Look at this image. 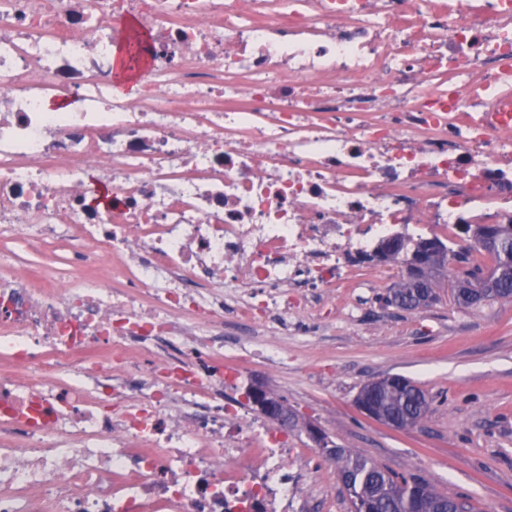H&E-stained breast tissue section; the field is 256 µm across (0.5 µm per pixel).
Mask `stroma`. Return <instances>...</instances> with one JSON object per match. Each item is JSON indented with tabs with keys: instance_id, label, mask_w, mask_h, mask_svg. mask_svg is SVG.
Here are the masks:
<instances>
[{
	"instance_id": "35a3bbf8",
	"label": "stroma",
	"mask_w": 512,
	"mask_h": 512,
	"mask_svg": "<svg viewBox=\"0 0 512 512\" xmlns=\"http://www.w3.org/2000/svg\"><path fill=\"white\" fill-rule=\"evenodd\" d=\"M384 280L338 291L333 300L302 314L294 330L257 331L263 345L278 342L288 365L277 372L246 365L248 381L285 400L297 414L291 445L306 455V484L322 493L319 512H350L336 470L309 438L319 426L336 445L390 470L426 478L448 496L469 497L477 512H512V301L473 308L449 298L405 310L385 301L405 272L386 261ZM353 303L352 316L341 309ZM398 374L414 381L431 406L420 424L396 430L355 405L368 381Z\"/></svg>"
}]
</instances>
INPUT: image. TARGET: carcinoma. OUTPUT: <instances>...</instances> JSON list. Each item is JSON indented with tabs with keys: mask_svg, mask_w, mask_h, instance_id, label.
Returning <instances> with one entry per match:
<instances>
[{
	"mask_svg": "<svg viewBox=\"0 0 512 512\" xmlns=\"http://www.w3.org/2000/svg\"><path fill=\"white\" fill-rule=\"evenodd\" d=\"M502 247L478 246L488 254L495 266L497 288L495 298L512 300V223L494 225ZM439 257L426 269L429 283L448 260L451 248L435 240ZM376 411L398 418L401 427L417 425L426 415L429 404L424 392L411 380L400 376L387 377L374 397ZM342 477L348 494L350 512H471L467 499L450 497L438 492L423 478L414 474H399L373 460L339 446L326 455Z\"/></svg>",
	"mask_w": 512,
	"mask_h": 512,
	"instance_id": "cac0c4a2",
	"label": "carcinoma"
}]
</instances>
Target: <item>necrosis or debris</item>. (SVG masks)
Wrapping results in <instances>:
<instances>
[{"mask_svg": "<svg viewBox=\"0 0 512 512\" xmlns=\"http://www.w3.org/2000/svg\"><path fill=\"white\" fill-rule=\"evenodd\" d=\"M511 73L512 0H0V231L68 260L0 257V512H301L287 431L224 397V317L512 222ZM112 65L120 83V92L123 94H134L138 87L136 76L139 69H129L124 45L112 47Z\"/></svg>", "mask_w": 512, "mask_h": 512, "instance_id": "obj_1", "label": "necrosis or debris"}]
</instances>
